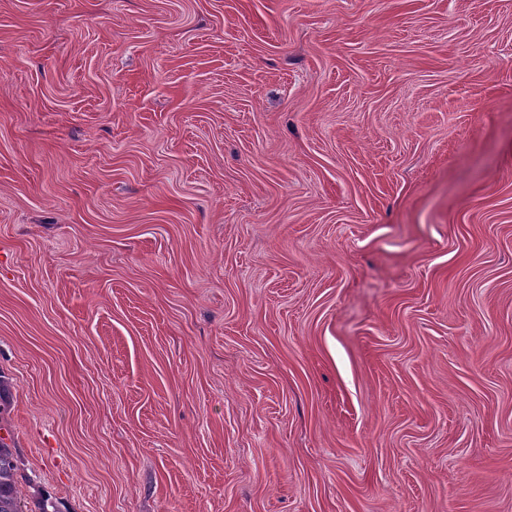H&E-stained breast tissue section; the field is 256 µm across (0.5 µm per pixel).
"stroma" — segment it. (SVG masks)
<instances>
[{"mask_svg": "<svg viewBox=\"0 0 512 512\" xmlns=\"http://www.w3.org/2000/svg\"><path fill=\"white\" fill-rule=\"evenodd\" d=\"M0 381L61 512H512V0H0Z\"/></svg>", "mask_w": 512, "mask_h": 512, "instance_id": "stroma-1", "label": "stroma"}]
</instances>
